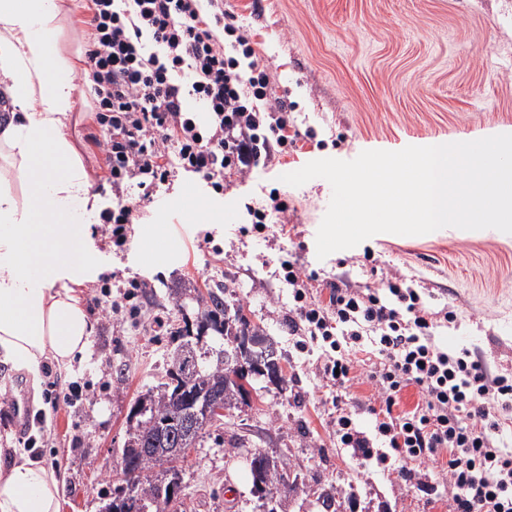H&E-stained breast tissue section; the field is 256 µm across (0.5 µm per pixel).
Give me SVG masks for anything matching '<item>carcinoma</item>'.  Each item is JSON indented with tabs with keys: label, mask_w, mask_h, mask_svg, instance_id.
I'll return each mask as SVG.
<instances>
[{
	"label": "carcinoma",
	"mask_w": 512,
	"mask_h": 512,
	"mask_svg": "<svg viewBox=\"0 0 512 512\" xmlns=\"http://www.w3.org/2000/svg\"><path fill=\"white\" fill-rule=\"evenodd\" d=\"M200 325L217 330L236 341H248L263 345L265 338L249 328L245 317L226 314L225 302L214 292L198 300ZM180 339L171 356L168 381L157 392L137 397L131 405L128 419L135 420L130 426L127 442L121 451L124 469L136 473L134 495H126L120 485L112 490V512H140L137 502H143L147 512H176L186 497L185 487H168L159 477L173 468L172 449L187 450L195 447L205 428L222 415L205 410L211 398L218 399L222 408L229 410L246 399L248 391L244 380L247 374L230 368L225 363L226 349L213 351L215 359L197 353L199 337L191 336L190 330H177ZM288 463L275 460L270 470L262 467V460L252 456L250 471L254 492L263 500L274 496L273 488L298 487L299 475L287 474Z\"/></svg>",
	"instance_id": "1"
}]
</instances>
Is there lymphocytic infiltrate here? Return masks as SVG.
Returning a JSON list of instances; mask_svg holds the SVG:
<instances>
[{"label": "lymphocytic infiltrate", "mask_w": 512, "mask_h": 512, "mask_svg": "<svg viewBox=\"0 0 512 512\" xmlns=\"http://www.w3.org/2000/svg\"><path fill=\"white\" fill-rule=\"evenodd\" d=\"M90 48L80 82L89 84L111 195L99 214L112 244L128 240L137 205L124 197L135 183L141 198L180 173L223 192L273 149L287 151V104L269 93L270 74L224 0H89ZM200 103L197 116L188 101ZM296 322L322 342L319 370L339 395L358 379L357 353H367L373 433L345 408L336 410V442L355 459L395 463L401 481L410 462L444 460L453 488L448 512H512V453L501 447L492 406L512 409V380L489 376L469 351L449 354L433 344L436 326L404 277L383 289L332 287L328 303L313 279L282 266ZM416 387L413 409L399 395Z\"/></svg>", "instance_id": "obj_1"}]
</instances>
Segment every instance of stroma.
<instances>
[{
    "label": "stroma",
    "instance_id": "stroma-1",
    "mask_svg": "<svg viewBox=\"0 0 512 512\" xmlns=\"http://www.w3.org/2000/svg\"><path fill=\"white\" fill-rule=\"evenodd\" d=\"M60 48L85 67L88 0H67ZM254 48L270 69L273 95L286 101L299 133L288 154L262 160L224 193L192 174L157 184L124 247L112 245L98 223L107 199L80 213L97 268L83 290L95 323L82 361L46 362L38 376L0 361V448L39 460L56 474L60 512H101L115 487L126 416L134 399L165 379L171 333L196 323L198 294L222 291L229 309H242L263 331L284 370L276 386L256 380L251 402L206 427L180 467L186 512H263L252 494L246 455L284 458L303 487L281 491L278 512H323L317 497L337 487L354 495L357 512H448L451 487L440 464H423L432 493L388 477L385 466L358 464L336 445V389L317 370L320 344L296 345L289 326L292 295L282 264L298 262L318 279L351 288L377 286L398 274L413 280L423 304L450 309L454 320L434 331L440 348L470 350L491 373L512 375V234L482 231L404 236L380 233L356 247L318 259L315 238L332 189L324 180L293 187L282 174L306 163L351 160L365 150L398 151L443 138L473 141L512 134V0H231ZM91 96L81 89L70 134L93 179L104 174L93 138ZM196 183L213 207H234L219 219L188 210L157 209ZM279 193L289 235L277 225L258 233L247 205ZM184 228L177 252L157 236ZM153 249L151 264L141 254ZM111 307L96 305L102 279ZM25 387L32 422L19 430L8 397ZM33 437L35 448L24 447Z\"/></svg>",
    "mask_w": 512,
    "mask_h": 512
}]
</instances>
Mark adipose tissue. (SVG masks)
<instances>
[{"label":"adipose tissue","mask_w":512,"mask_h":512,"mask_svg":"<svg viewBox=\"0 0 512 512\" xmlns=\"http://www.w3.org/2000/svg\"><path fill=\"white\" fill-rule=\"evenodd\" d=\"M64 2L0 0V84L15 108L0 126V356L32 373L71 366L94 333L81 288L95 258L73 210L96 200L69 135L71 64L53 51ZM0 512H60L54 472L0 464Z\"/></svg>","instance_id":"ef3b65f1"}]
</instances>
